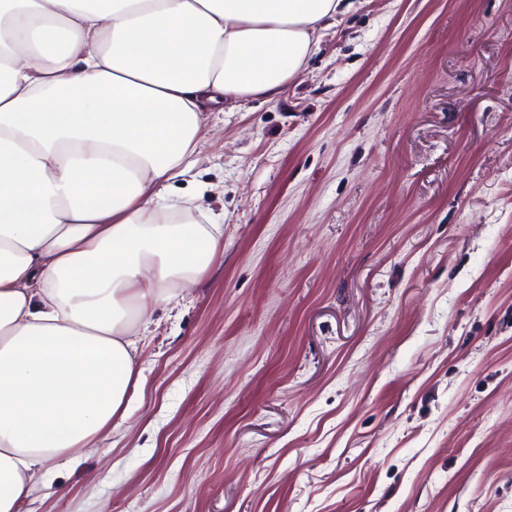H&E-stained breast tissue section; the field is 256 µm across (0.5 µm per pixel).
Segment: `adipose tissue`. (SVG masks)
Wrapping results in <instances>:
<instances>
[{
	"instance_id": "1",
	"label": "adipose tissue",
	"mask_w": 512,
	"mask_h": 512,
	"mask_svg": "<svg viewBox=\"0 0 512 512\" xmlns=\"http://www.w3.org/2000/svg\"><path fill=\"white\" fill-rule=\"evenodd\" d=\"M344 0H0V512L125 419L135 337L224 227L203 114L287 90Z\"/></svg>"
}]
</instances>
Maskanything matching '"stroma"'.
Instances as JSON below:
<instances>
[{
  "mask_svg": "<svg viewBox=\"0 0 512 512\" xmlns=\"http://www.w3.org/2000/svg\"><path fill=\"white\" fill-rule=\"evenodd\" d=\"M205 129L218 254L27 512H512V0H354Z\"/></svg>",
  "mask_w": 512,
  "mask_h": 512,
  "instance_id": "35a3bbf8",
  "label": "stroma"
}]
</instances>
